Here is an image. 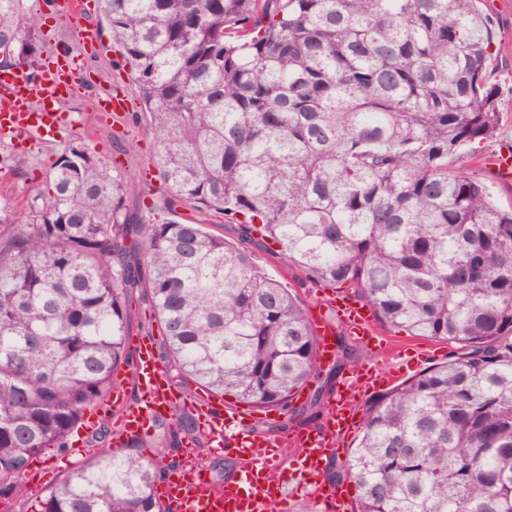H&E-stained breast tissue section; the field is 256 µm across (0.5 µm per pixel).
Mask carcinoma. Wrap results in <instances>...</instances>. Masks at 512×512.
I'll use <instances>...</instances> for the list:
<instances>
[{"mask_svg":"<svg viewBox=\"0 0 512 512\" xmlns=\"http://www.w3.org/2000/svg\"><path fill=\"white\" fill-rule=\"evenodd\" d=\"M129 68L164 195L279 245L389 329L454 347L374 397L327 479L351 512H512V210L454 167L494 136L479 0H98ZM39 18L0 0L10 65L39 63ZM128 183L72 148L0 216V504L173 512L164 462L97 448L34 494L33 459L67 451L84 411L132 367L149 304L169 379L311 421L329 382L306 310L238 243L127 211ZM340 366L354 362L336 325ZM176 430L195 433L175 406Z\"/></svg>","mask_w":512,"mask_h":512,"instance_id":"cac0c4a2","label":"carcinoma"}]
</instances>
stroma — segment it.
I'll return each mask as SVG.
<instances>
[{
	"label": "stroma",
	"instance_id": "1",
	"mask_svg": "<svg viewBox=\"0 0 512 512\" xmlns=\"http://www.w3.org/2000/svg\"><path fill=\"white\" fill-rule=\"evenodd\" d=\"M24 5L41 15L35 46L42 58L73 57L78 60L82 73L73 92L61 105L69 116L66 125L21 143L0 138V207L16 214L24 212L32 185L43 181L52 164L69 148L77 146L104 169L119 168L130 186L127 197L130 211L144 216L152 210L174 220L191 217L190 204L165 200L158 190V182L144 179V172L151 167V140L136 112L113 113L99 108L101 99L116 91L129 95L135 92L129 72L115 66L119 55L108 25L98 13H89L90 24L100 36V43L94 48L83 42L69 17L45 6L43 0H25ZM481 8L492 24V59L487 76L499 91L502 121L494 138L466 147L457 166L480 180L492 200L507 209L512 207V184L500 182L486 159L503 144H512V0H482ZM251 252L265 272L286 284L305 308H312L328 295L329 290L323 285L300 281L298 272L290 269L274 246H255ZM381 334L391 343L405 347L423 369L445 361L449 352L448 344L434 339L386 328Z\"/></svg>",
	"mask_w": 512,
	"mask_h": 512
}]
</instances>
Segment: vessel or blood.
Wrapping results in <instances>:
<instances>
[{
	"label": "vessel or blood",
	"mask_w": 512,
	"mask_h": 512,
	"mask_svg": "<svg viewBox=\"0 0 512 512\" xmlns=\"http://www.w3.org/2000/svg\"><path fill=\"white\" fill-rule=\"evenodd\" d=\"M73 87L74 69L67 62L45 68L36 80L23 71L0 70V137L40 136L65 125L69 116L59 104ZM489 164L502 183H512L511 146L502 147ZM329 305L332 316L320 315L313 321L321 361L334 357L337 327L364 343L376 341L374 312L354 293L333 295ZM135 346L136 394H129L120 384L106 398L114 413V447L143 436L162 412L183 405L194 412L212 452L233 454L246 462L238 477L219 486L196 462L174 472L158 491L174 512H288L294 491L306 493L322 512H348V491L325 480L326 464L342 456L345 443L357 429L359 402L394 384L391 370L374 363L360 366L329 401L327 422L319 429L295 430L285 437L258 435L250 425L254 411L225 405L204 393L174 394L164 382L152 341L140 337ZM290 454L297 465L287 474L281 465Z\"/></svg>",
	"instance_id": "1"
}]
</instances>
